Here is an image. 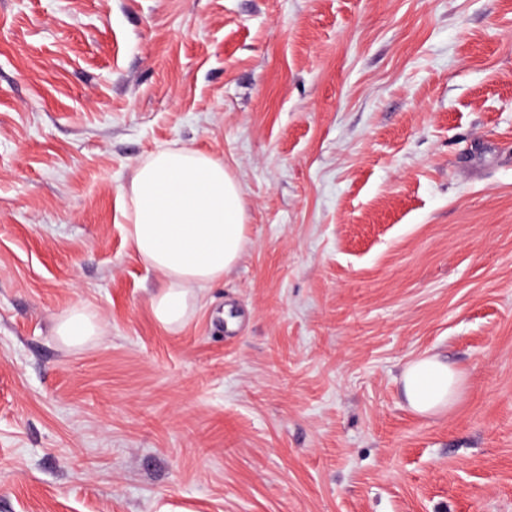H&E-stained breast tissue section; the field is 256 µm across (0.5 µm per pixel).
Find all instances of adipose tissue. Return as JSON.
Returning <instances> with one entry per match:
<instances>
[{
    "mask_svg": "<svg viewBox=\"0 0 512 512\" xmlns=\"http://www.w3.org/2000/svg\"><path fill=\"white\" fill-rule=\"evenodd\" d=\"M125 217L134 252L161 278L150 299L152 316L162 329L178 330L198 310L200 290L241 257L248 222L241 183L209 154L163 148L135 168ZM99 332L97 315L83 306L55 324L58 339L73 349ZM463 383V372L436 355L418 357L402 371L405 399L420 415L448 410Z\"/></svg>",
    "mask_w": 512,
    "mask_h": 512,
    "instance_id": "obj_1",
    "label": "adipose tissue"
}]
</instances>
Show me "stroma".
Wrapping results in <instances>:
<instances>
[{
    "label": "stroma",
    "mask_w": 512,
    "mask_h": 512,
    "mask_svg": "<svg viewBox=\"0 0 512 512\" xmlns=\"http://www.w3.org/2000/svg\"><path fill=\"white\" fill-rule=\"evenodd\" d=\"M161 147L249 211L175 332L125 238ZM0 512H512V0H0ZM100 322L87 307H75L55 324V335L67 347L79 349L99 336ZM402 385L409 407L420 415L448 410L460 397L464 374L437 355L408 362L402 371Z\"/></svg>",
    "instance_id": "obj_1"
}]
</instances>
